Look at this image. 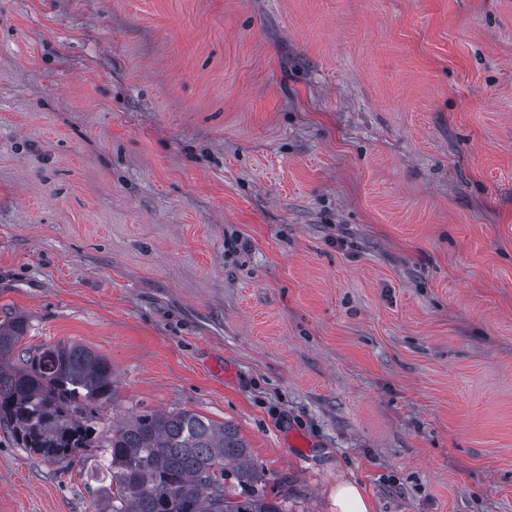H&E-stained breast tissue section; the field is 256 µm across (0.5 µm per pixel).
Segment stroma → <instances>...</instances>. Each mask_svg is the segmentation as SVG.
I'll use <instances>...</instances> for the list:
<instances>
[{"label":"stroma","instance_id":"obj_1","mask_svg":"<svg viewBox=\"0 0 512 512\" xmlns=\"http://www.w3.org/2000/svg\"><path fill=\"white\" fill-rule=\"evenodd\" d=\"M19 315L287 512H512V0H0ZM103 456L0 427V512H94ZM336 512H371V505L360 488L349 482L336 486L334 495Z\"/></svg>","mask_w":512,"mask_h":512}]
</instances>
